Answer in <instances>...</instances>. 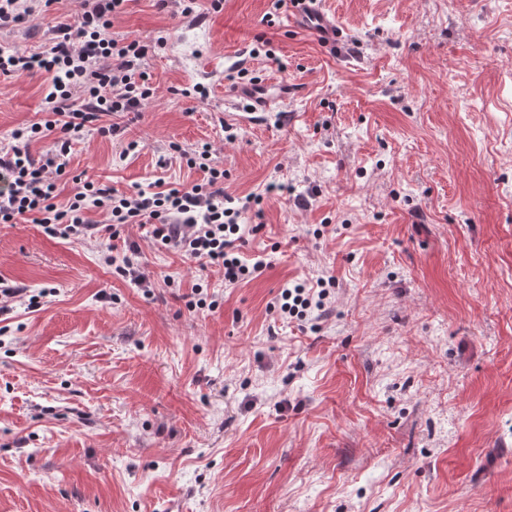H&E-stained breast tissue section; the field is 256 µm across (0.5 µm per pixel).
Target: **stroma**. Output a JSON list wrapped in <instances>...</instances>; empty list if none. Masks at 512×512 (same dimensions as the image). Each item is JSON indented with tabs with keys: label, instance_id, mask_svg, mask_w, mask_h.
Listing matches in <instances>:
<instances>
[{
	"label": "stroma",
	"instance_id": "stroma-1",
	"mask_svg": "<svg viewBox=\"0 0 512 512\" xmlns=\"http://www.w3.org/2000/svg\"><path fill=\"white\" fill-rule=\"evenodd\" d=\"M324 5L333 53L274 0H125L112 31L152 43L157 97L72 145L57 205L77 175L206 183L185 161L206 146L265 268L228 287L133 224H0V277L40 298L0 316V512H512V0ZM80 11L0 42L39 50ZM246 76L293 90L229 115ZM43 98L0 75V137ZM132 248L149 287L105 261ZM317 278L323 309L282 314ZM325 284L322 278L317 279L315 284L309 281L287 283L281 292L283 303L280 310L292 318L296 317L301 321L307 319L313 308H322V300L326 296ZM317 288L321 289L317 291Z\"/></svg>",
	"mask_w": 512,
	"mask_h": 512
}]
</instances>
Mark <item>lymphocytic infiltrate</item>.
Returning a JSON list of instances; mask_svg holds the SVG:
<instances>
[{
	"label": "lymphocytic infiltrate",
	"mask_w": 512,
	"mask_h": 512,
	"mask_svg": "<svg viewBox=\"0 0 512 512\" xmlns=\"http://www.w3.org/2000/svg\"><path fill=\"white\" fill-rule=\"evenodd\" d=\"M124 0H82L76 22L53 27L46 50L26 52L0 45V73L42 74L46 78V119L13 129L0 145V223L31 219L55 238L79 237L93 229L92 213H103L108 224H135L148 230L160 246L179 252L198 266L217 265L225 285L261 273L263 261L244 262L238 245L249 234L240 221L242 209L224 192V172L214 168L206 184L188 190L171 188L127 194L86 180L65 206H57V183L69 165L73 142L89 132L114 134L104 116L137 112L156 89L142 66L148 47L139 40L117 39L112 20ZM54 136L55 148L41 156L32 142ZM324 280L286 284L282 312L300 320L323 306Z\"/></svg>",
	"instance_id": "obj_1"
}]
</instances>
